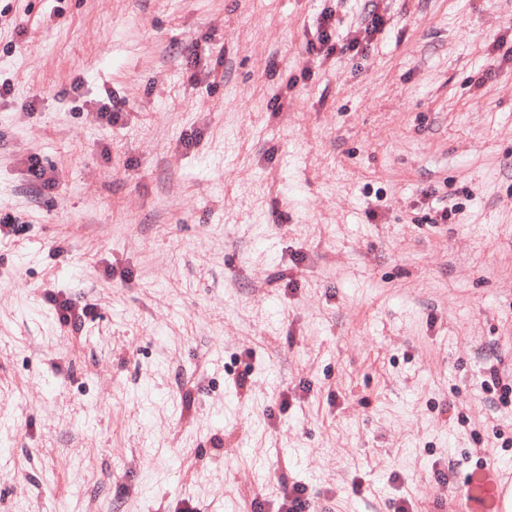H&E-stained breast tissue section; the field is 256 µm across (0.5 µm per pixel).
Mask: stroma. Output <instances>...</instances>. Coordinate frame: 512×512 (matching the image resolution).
<instances>
[{
  "instance_id": "stroma-1",
  "label": "stroma",
  "mask_w": 512,
  "mask_h": 512,
  "mask_svg": "<svg viewBox=\"0 0 512 512\" xmlns=\"http://www.w3.org/2000/svg\"><path fill=\"white\" fill-rule=\"evenodd\" d=\"M329 13L365 53H306ZM499 39L512 0H0V512H451L512 473ZM46 299L55 307L60 323L72 330L84 328L87 318L94 314L89 306L77 308L68 298L60 300L54 294H47ZM312 498L305 484L294 483L291 494L288 496V504H283L277 511L284 512H310Z\"/></svg>"
}]
</instances>
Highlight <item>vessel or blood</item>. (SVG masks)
<instances>
[{"label": "vessel or blood", "mask_w": 512, "mask_h": 512, "mask_svg": "<svg viewBox=\"0 0 512 512\" xmlns=\"http://www.w3.org/2000/svg\"><path fill=\"white\" fill-rule=\"evenodd\" d=\"M455 512H512V484L501 473L478 470L460 486Z\"/></svg>", "instance_id": "obj_1"}]
</instances>
